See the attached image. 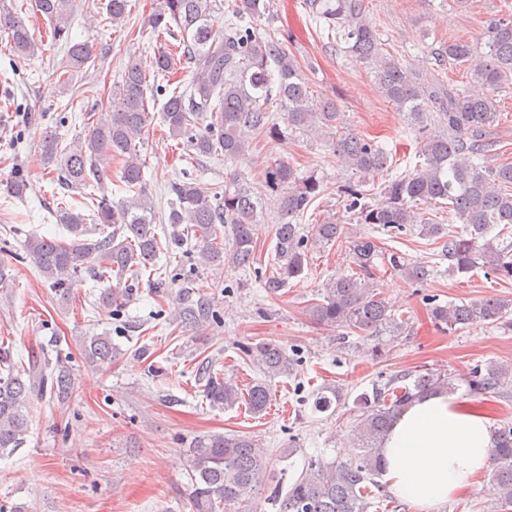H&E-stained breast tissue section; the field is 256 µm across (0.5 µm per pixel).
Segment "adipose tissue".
Returning <instances> with one entry per match:
<instances>
[{
  "instance_id": "1",
  "label": "adipose tissue",
  "mask_w": 512,
  "mask_h": 512,
  "mask_svg": "<svg viewBox=\"0 0 512 512\" xmlns=\"http://www.w3.org/2000/svg\"><path fill=\"white\" fill-rule=\"evenodd\" d=\"M494 430L488 416L445 394L415 400L383 444L382 477L416 512L471 490L488 467Z\"/></svg>"
}]
</instances>
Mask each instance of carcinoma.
<instances>
[{
	"label": "carcinoma",
	"mask_w": 512,
	"mask_h": 512,
	"mask_svg": "<svg viewBox=\"0 0 512 512\" xmlns=\"http://www.w3.org/2000/svg\"><path fill=\"white\" fill-rule=\"evenodd\" d=\"M130 0H107L102 22L118 28L126 25ZM313 17L336 32L350 59L369 67L384 97L407 116L416 133L424 166L402 173L382 147L345 126L336 100L316 95L301 74L298 61L284 43L241 25L258 19L269 8L267 0H235L224 16V32H216L219 0H159L148 17L158 37L174 43H159L154 72L166 76L185 69L191 79L173 91L159 108L161 120L174 137L186 138L188 155L222 156L240 163L248 155L251 134L279 138L282 129L270 110L279 104L290 131L323 135L344 167L357 180L337 186L346 212L359 224H379L387 231L408 224L419 225V234L443 241V251L456 274L484 268L503 278L512 276V162L489 163L495 142L485 138L486 129L498 118L495 92L512 85V13L507 11L487 29L485 50L465 40L443 42L432 49L435 68H408L385 52L378 27L367 17L364 0H309ZM75 0H28L14 7H0V33L20 57H28L43 41L19 15L27 9L51 25L55 44L64 45L56 65L58 83L68 82L73 72L92 61L93 51L70 37V17ZM449 67H463L479 90L462 89L440 79ZM147 72L132 60L122 72L118 91L110 94L111 119L91 126L85 136L69 145L53 133L44 137L46 164L67 189L84 190L102 184L112 159L123 158L120 181L132 196L115 204L106 195H90L91 221L112 231L100 239L88 238L92 229L86 218L59 207L57 220L73 236L70 242L29 236L25 250L31 262L49 281L59 302H71V288L79 275L90 271L104 281L115 277L101 305L122 303L138 287L143 273L156 270L161 241L156 233L155 213L144 177L138 144L153 120L149 111ZM268 187L280 193L281 221L276 225L275 269L261 282L270 297L279 295L288 282L304 271L305 237L297 220L324 192L323 182L313 174L302 175L297 167L279 160L266 174ZM380 183L383 200L366 202L367 186ZM6 193L21 198L28 184L20 170L5 181ZM168 223L183 226L180 240L207 262L224 263L232 269L253 266L257 224L262 206L239 182L207 187L195 179L168 184ZM448 205V213L462 224L453 234L445 225L415 210L421 204ZM500 230L489 239L493 227ZM348 243L349 271L336 274L325 285L322 299L311 303L314 323L345 327L361 337L374 339L373 355L384 352L382 337L399 336L406 330L380 293L376 278L379 243L369 236L343 237V227L325 220L313 225L312 243L326 246ZM389 263L413 282H423L430 270L421 263L403 264L397 256ZM176 317L180 323L199 326L213 317L209 301L186 291L179 299ZM430 318L439 327L458 331L476 324L512 328V301L490 297L457 304H436ZM268 377L290 376L294 363L281 347L259 342L244 349ZM84 360L96 367L112 364V338L105 333L83 339ZM0 457L14 454L25 441L29 426L28 407L33 398L50 395L64 405L73 393L74 378L68 361L60 356H34L24 373L14 369L8 350H0ZM411 383H406V380ZM466 383L474 394L507 395L512 389V365L490 362L470 375H441L429 369L403 373L372 393L357 399L360 415L351 458L339 464L319 459L308 461L305 472L287 490L274 488L277 512H368L365 492L377 485L382 470V445L397 415L415 399L436 393H451L455 381ZM204 393L216 407H232L243 400L254 414L264 412L270 401L265 382L256 381L246 392L232 380L214 372L205 374ZM340 391L328 388L316 393L313 408L325 412L340 403ZM191 471L193 512H226L250 496L267 469L263 450L247 436L207 434L195 437L185 451ZM491 482L497 512H512V424L495 431L491 453Z\"/></svg>",
	"instance_id": "cac0c4a2"
}]
</instances>
